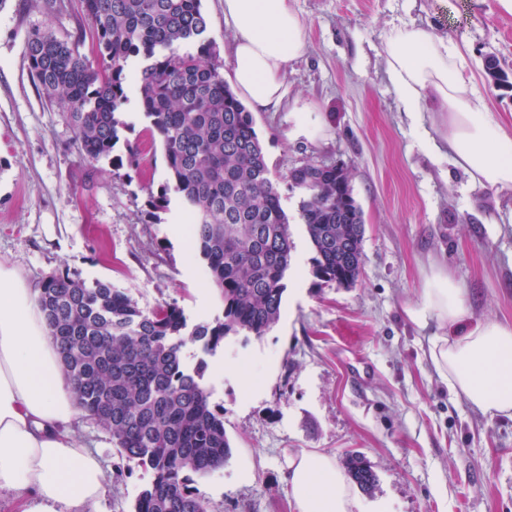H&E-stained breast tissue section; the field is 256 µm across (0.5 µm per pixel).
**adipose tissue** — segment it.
Segmentation results:
<instances>
[{"instance_id": "adipose-tissue-1", "label": "adipose tissue", "mask_w": 512, "mask_h": 512, "mask_svg": "<svg viewBox=\"0 0 512 512\" xmlns=\"http://www.w3.org/2000/svg\"><path fill=\"white\" fill-rule=\"evenodd\" d=\"M224 21L231 82L254 110L279 111L286 68L307 48L303 17L292 0H224ZM381 53L404 111L434 113L454 165L485 190H512V128L487 109L462 51L433 25L403 23ZM37 296L0 265V493L12 494L16 512H100L102 462L76 434L82 412ZM422 296L407 314L422 327L436 322L428 358L440 380L481 412L512 418V324L474 318L465 289L435 261ZM288 486L294 512H362L330 453L291 458Z\"/></svg>"}]
</instances>
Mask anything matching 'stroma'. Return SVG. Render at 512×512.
<instances>
[{
    "label": "stroma",
    "instance_id": "stroma-1",
    "mask_svg": "<svg viewBox=\"0 0 512 512\" xmlns=\"http://www.w3.org/2000/svg\"><path fill=\"white\" fill-rule=\"evenodd\" d=\"M307 23L306 54L289 66L288 97L312 109L310 136L295 113L253 118L292 241L279 322L262 338L228 337L210 359L211 401L224 408L232 455L194 476L212 512H293L288 460L319 450L358 452L378 476L363 505L388 512H512V418L491 417L452 394L425 351L432 328L406 306L422 301L423 270L437 260L467 290L477 318L512 323V192L471 185L432 146L429 113L401 109L381 44L401 22L433 23L460 47L489 108L512 123V90L494 86L486 57L512 74V14L498 0H294ZM76 0H0V264L28 287L69 271L107 280L138 306H180L189 323L221 315L189 217L150 135L136 84L110 158L88 161L66 112L47 105L24 43L37 28L77 35ZM140 154L139 167L129 162ZM340 163L364 214L358 283L320 281L298 217L289 171ZM234 366L236 374L225 373ZM105 471L102 512H131L149 472L120 455L102 429L80 426Z\"/></svg>",
    "mask_w": 512,
    "mask_h": 512
}]
</instances>
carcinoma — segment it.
I'll return each instance as SVG.
<instances>
[{
  "label": "carcinoma",
  "mask_w": 512,
  "mask_h": 512,
  "mask_svg": "<svg viewBox=\"0 0 512 512\" xmlns=\"http://www.w3.org/2000/svg\"><path fill=\"white\" fill-rule=\"evenodd\" d=\"M97 62L80 51L85 33L28 36L25 55L49 102L63 104L75 143L91 162L111 156L125 127L127 67L139 106L158 134L174 191L193 219V243L222 304V316L188 327L182 308L140 309L107 281L61 271L37 284L38 308L63 359L83 419L112 437L128 461L152 474L132 512H210L190 475L231 457L224 408L210 401L208 361L187 366L192 344L208 356L230 336H264L281 317L291 265L288 215L253 117L224 81L207 37L202 0H79ZM299 216L315 251L314 274L358 281L363 211L336 165L292 176ZM364 492L377 475L359 455L345 459Z\"/></svg>",
  "instance_id": "carcinoma-1"
}]
</instances>
